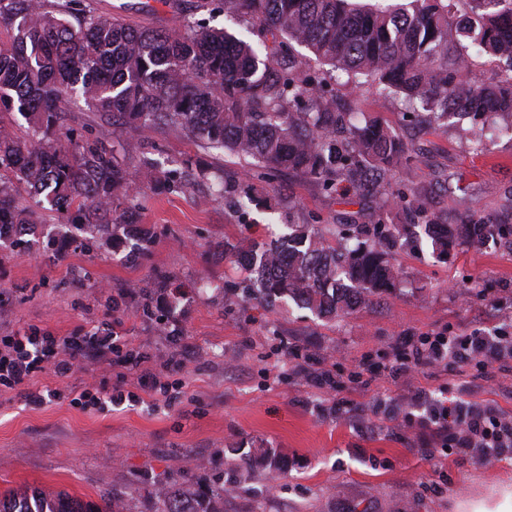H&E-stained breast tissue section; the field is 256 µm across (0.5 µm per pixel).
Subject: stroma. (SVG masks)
Here are the masks:
<instances>
[{
    "label": "stroma",
    "mask_w": 512,
    "mask_h": 512,
    "mask_svg": "<svg viewBox=\"0 0 512 512\" xmlns=\"http://www.w3.org/2000/svg\"><path fill=\"white\" fill-rule=\"evenodd\" d=\"M100 13L136 28L186 33L189 27L223 28L245 40L263 38L276 49L281 35L259 33L221 0H90ZM295 54L304 73L326 93L366 117L388 125L420 158L395 184L411 191L423 219L512 223V134L487 131V148L474 150L469 123L420 126L398 95L370 85L352 87L305 48ZM62 144L83 138L127 142L130 168L149 159L160 169L193 158L204 173L180 189L142 190L135 213L153 244L135 258L126 244L105 236L72 239L56 213L33 204L24 247L0 243V334L35 325L58 336L119 322L128 347L149 353L164 381L182 382L175 401L152 397L130 406L81 409L69 399L36 407L24 389L0 388V492L31 485L87 500L113 491L144 512L161 481H209L224 470L229 449L272 448L284 459L281 476L263 470L243 479L225 512H453L455 497L490 483L512 481V458L492 465L472 455L443 453L424 407L412 397L426 388L432 400L512 413V353L488 380L422 369L399 373L405 336L454 334L498 328L512 336V247L460 246L444 260L429 244L401 252V283L372 304L327 321L295 305L269 313L224 302L235 273L218 250L225 239L268 240L290 224H398L401 207L390 194L364 196L348 184L322 190L296 173L252 180L270 210L241 209L236 197L215 198L224 177H244L237 157L202 148L187 132L160 128L148 134L113 127L84 103L65 108ZM171 278L185 286L175 299L159 288ZM120 307L111 310L109 298ZM326 371L331 383L313 387L308 376ZM134 389L137 380L120 362L86 372L38 376L36 386L68 391L81 383Z\"/></svg>",
    "instance_id": "1"
}]
</instances>
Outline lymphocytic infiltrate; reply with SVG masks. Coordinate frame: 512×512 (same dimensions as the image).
Wrapping results in <instances>:
<instances>
[{
    "label": "lymphocytic infiltrate",
    "mask_w": 512,
    "mask_h": 512,
    "mask_svg": "<svg viewBox=\"0 0 512 512\" xmlns=\"http://www.w3.org/2000/svg\"><path fill=\"white\" fill-rule=\"evenodd\" d=\"M501 336L479 329L457 336H425L410 354L400 359L404 371L424 367L461 369L471 360L481 359L484 368H492L500 359ZM126 340L115 326L106 325L78 336H58L31 326L0 336V387L27 386L28 403L42 405L56 399L55 391L34 388L33 382L46 371L66 377L87 360L110 362L122 354L127 369L137 371L141 391L152 397H168L169 385L146 365L142 354L124 353ZM437 436L449 448L476 453L480 463L512 450V416L489 409L484 416L462 414L459 405L438 406L431 417Z\"/></svg>",
    "instance_id": "obj_1"
}]
</instances>
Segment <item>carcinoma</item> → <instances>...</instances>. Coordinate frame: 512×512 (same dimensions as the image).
I'll use <instances>...</instances> for the list:
<instances>
[{"mask_svg":"<svg viewBox=\"0 0 512 512\" xmlns=\"http://www.w3.org/2000/svg\"><path fill=\"white\" fill-rule=\"evenodd\" d=\"M458 0H402L372 8L360 0H224V9L250 17L262 30L308 49L344 73L363 76L383 92L426 111L448 127L454 116L472 121V145L484 149L485 126L512 131V0H465V24L452 25ZM67 7L49 0H0V241H16L29 213L16 203V183L78 229L132 240L148 251L150 231L121 201L149 184L179 187L172 171L145 163L130 172L114 148L95 139L69 153L60 143L63 98L82 101L139 133L180 128L207 148L262 165L268 175L301 174L324 190L347 183L382 192L395 172L417 158L376 120L360 122L316 91L300 62L278 65L250 41L202 27L173 35L134 28L85 5L72 23ZM477 53L506 61L493 83L462 79ZM301 106L298 112L294 106ZM27 123L21 134L14 114ZM403 224H338L330 235L313 224H290L276 240L224 239V260L241 281L224 295L234 305L254 301L269 311L291 301L322 319H335L396 288L395 255L427 240L442 259L461 243L476 249L494 236L512 247V224L418 221L401 193ZM228 478L208 483L169 480L158 486L152 512H224V500L256 467L275 479L283 460L258 448L225 460ZM101 503L68 492L8 490L0 512H130L127 499L100 494Z\"/></svg>","mask_w":512,"mask_h":512,"instance_id":"carcinoma-1","label":"carcinoma"}]
</instances>
